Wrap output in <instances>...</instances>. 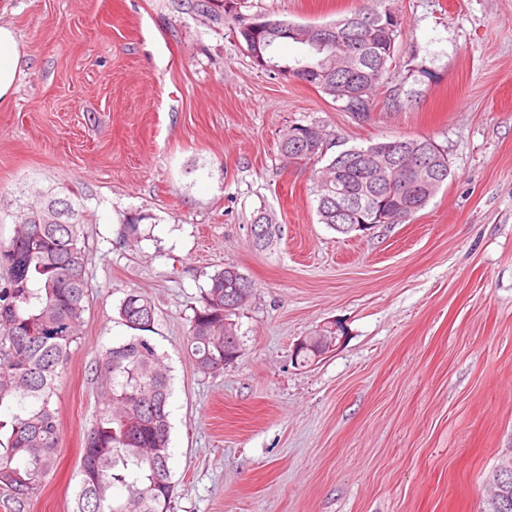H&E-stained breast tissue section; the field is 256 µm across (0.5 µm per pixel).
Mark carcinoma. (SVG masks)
I'll list each match as a JSON object with an SVG mask.
<instances>
[{
  "instance_id": "carcinoma-1",
  "label": "carcinoma",
  "mask_w": 512,
  "mask_h": 512,
  "mask_svg": "<svg viewBox=\"0 0 512 512\" xmlns=\"http://www.w3.org/2000/svg\"><path fill=\"white\" fill-rule=\"evenodd\" d=\"M389 0H373L329 27L344 31L341 41L315 48L294 63L278 56L281 45L295 41V23L267 19V27L237 37L263 69L303 80L346 112L366 115L377 105L376 92L399 66L400 17ZM359 16L362 24L352 25ZM403 142V163L425 161L428 152H444L428 139L388 138L366 147L345 149L328 159L323 171L333 180L317 194L319 223L403 224L397 209L382 208L384 198L406 206L409 197L423 209L448 180V162L426 167L423 175L379 185L369 154ZM329 134L316 124H294L283 133L280 153L288 162L320 159L330 149ZM355 199L347 214L336 213V192ZM14 234L0 242V495L9 512H28L35 490L57 464L60 420L52 404L55 383L80 339L91 292L87 254L81 245L89 215L71 198L50 196L31 204L19 217ZM252 224L264 229L253 237L267 248L275 234V216L259 212ZM254 295V284L235 265L210 276L200 306L193 309L186 348L203 374L224 370L241 357V341L231 316ZM155 304L131 291L117 307L128 338L107 349L91 369L100 408L88 429L73 512H171L175 484L169 460L171 377L153 342Z\"/></svg>"
}]
</instances>
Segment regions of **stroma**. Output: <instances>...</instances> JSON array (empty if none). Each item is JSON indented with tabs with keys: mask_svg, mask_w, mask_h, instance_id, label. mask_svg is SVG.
I'll return each instance as SVG.
<instances>
[{
	"mask_svg": "<svg viewBox=\"0 0 512 512\" xmlns=\"http://www.w3.org/2000/svg\"><path fill=\"white\" fill-rule=\"evenodd\" d=\"M370 2L236 0L214 25L184 0H0L26 52L0 104V240L41 195L91 217L90 301L52 398L58 466L29 512L73 510L91 368L127 338L130 291L154 301L172 375L173 512H480L512 448V0H392L399 56L427 73H396L363 118L257 67L236 35L257 15L322 24ZM296 123L340 151L427 138L452 175L409 221L349 237L318 221L321 162L279 152ZM265 210L281 236L259 250ZM228 264L255 294L232 317L241 357L205 375L189 320ZM327 323L335 347L297 365Z\"/></svg>",
	"mask_w": 512,
	"mask_h": 512,
	"instance_id": "obj_1",
	"label": "stroma"
}]
</instances>
